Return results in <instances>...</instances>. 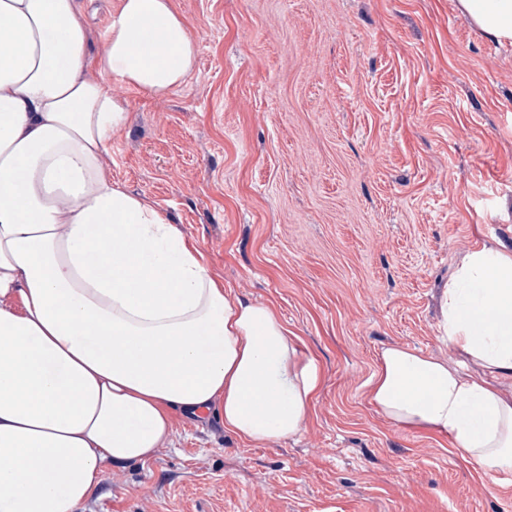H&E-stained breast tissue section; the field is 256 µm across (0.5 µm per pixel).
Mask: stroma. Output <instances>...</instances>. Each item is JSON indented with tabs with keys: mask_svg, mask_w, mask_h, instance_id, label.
I'll return each mask as SVG.
<instances>
[{
	"mask_svg": "<svg viewBox=\"0 0 512 512\" xmlns=\"http://www.w3.org/2000/svg\"><path fill=\"white\" fill-rule=\"evenodd\" d=\"M197 40L162 94L113 83L103 158L239 296L272 302L322 383L303 434L255 445L172 411V445L108 466L81 512H512L448 438L368 400L383 347L450 361L457 263L512 248V44L456 0H172Z\"/></svg>",
	"mask_w": 512,
	"mask_h": 512,
	"instance_id": "stroma-1",
	"label": "stroma"
}]
</instances>
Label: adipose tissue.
Segmentation results:
<instances>
[{"mask_svg": "<svg viewBox=\"0 0 512 512\" xmlns=\"http://www.w3.org/2000/svg\"><path fill=\"white\" fill-rule=\"evenodd\" d=\"M456 6L512 43V0ZM89 37L79 0H0V512H78L108 465L171 444L175 409L256 445L295 437L321 383L274 305L224 290L103 164L128 121L113 80L160 94L192 72L172 0H123L103 54ZM441 328L460 361L385 347L369 400L512 473V250L460 260Z\"/></svg>", "mask_w": 512, "mask_h": 512, "instance_id": "ef3b65f1", "label": "adipose tissue"}]
</instances>
